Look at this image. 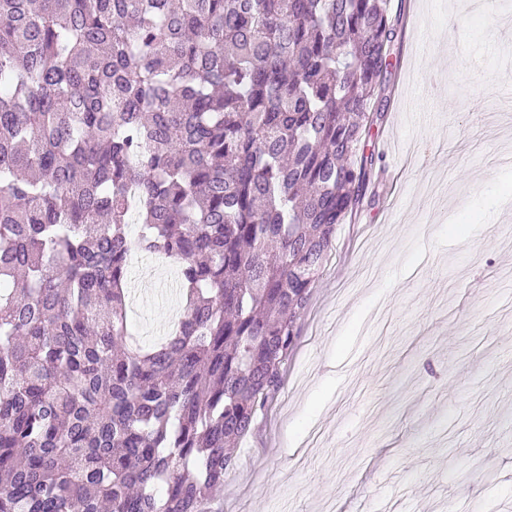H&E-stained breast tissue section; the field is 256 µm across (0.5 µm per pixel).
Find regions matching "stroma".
Listing matches in <instances>:
<instances>
[{"label":"stroma","instance_id":"35a3bbf8","mask_svg":"<svg viewBox=\"0 0 512 512\" xmlns=\"http://www.w3.org/2000/svg\"><path fill=\"white\" fill-rule=\"evenodd\" d=\"M391 13L376 203L336 229L224 512H512V6ZM174 276L132 268L140 344L179 315Z\"/></svg>","mask_w":512,"mask_h":512}]
</instances>
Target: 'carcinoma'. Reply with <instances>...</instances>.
I'll use <instances>...</instances> for the list:
<instances>
[{"mask_svg": "<svg viewBox=\"0 0 512 512\" xmlns=\"http://www.w3.org/2000/svg\"><path fill=\"white\" fill-rule=\"evenodd\" d=\"M397 24L388 0H0V512H220L373 200ZM134 251L187 297L148 348Z\"/></svg>", "mask_w": 512, "mask_h": 512, "instance_id": "1", "label": "carcinoma"}]
</instances>
